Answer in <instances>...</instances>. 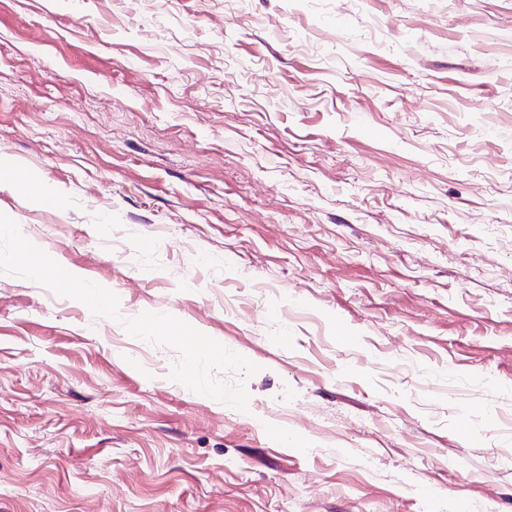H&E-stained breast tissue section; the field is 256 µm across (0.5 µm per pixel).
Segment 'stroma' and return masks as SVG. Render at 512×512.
Returning <instances> with one entry per match:
<instances>
[{"instance_id":"1","label":"stroma","mask_w":512,"mask_h":512,"mask_svg":"<svg viewBox=\"0 0 512 512\" xmlns=\"http://www.w3.org/2000/svg\"><path fill=\"white\" fill-rule=\"evenodd\" d=\"M4 168L260 370L237 411L0 274V512H512V0H0Z\"/></svg>"}]
</instances>
